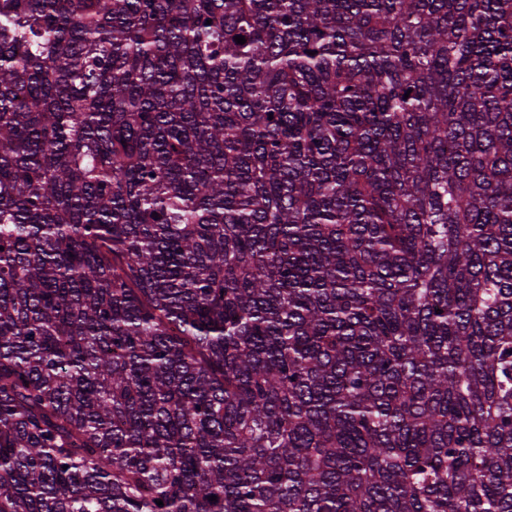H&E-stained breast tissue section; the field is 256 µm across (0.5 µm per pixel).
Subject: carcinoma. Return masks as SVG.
<instances>
[{
    "instance_id": "obj_1",
    "label": "carcinoma",
    "mask_w": 512,
    "mask_h": 512,
    "mask_svg": "<svg viewBox=\"0 0 512 512\" xmlns=\"http://www.w3.org/2000/svg\"><path fill=\"white\" fill-rule=\"evenodd\" d=\"M0 246V512H512V0H0Z\"/></svg>"
}]
</instances>
